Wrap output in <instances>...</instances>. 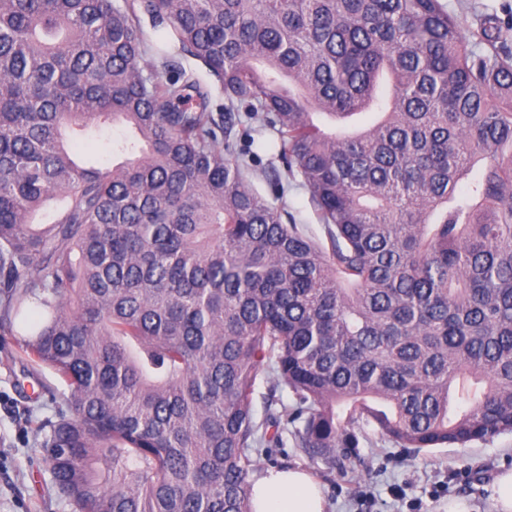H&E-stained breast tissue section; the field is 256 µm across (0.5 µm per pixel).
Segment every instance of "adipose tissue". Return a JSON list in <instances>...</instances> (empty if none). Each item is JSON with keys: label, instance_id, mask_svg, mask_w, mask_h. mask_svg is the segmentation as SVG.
<instances>
[{"label": "adipose tissue", "instance_id": "adipose-tissue-1", "mask_svg": "<svg viewBox=\"0 0 512 512\" xmlns=\"http://www.w3.org/2000/svg\"><path fill=\"white\" fill-rule=\"evenodd\" d=\"M255 512H325L326 501L306 471L271 470L253 480Z\"/></svg>", "mask_w": 512, "mask_h": 512}]
</instances>
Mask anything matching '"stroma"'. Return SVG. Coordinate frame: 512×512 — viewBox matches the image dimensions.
Returning <instances> with one entry per match:
<instances>
[{"label":"stroma","instance_id":"1","mask_svg":"<svg viewBox=\"0 0 512 512\" xmlns=\"http://www.w3.org/2000/svg\"><path fill=\"white\" fill-rule=\"evenodd\" d=\"M255 173L254 188L265 197L273 191L263 178L277 166L273 132L253 127L242 139ZM59 387L50 369L28 373L12 342L0 340V512H75L52 487L31 444L38 422L52 409L45 397H33L41 385ZM358 446L350 460L328 467L305 466L296 448L284 464L307 467L328 503V512H439L449 498L467 500L472 512H489L497 474L512 469V435L464 446L448 445L413 452L380 436L374 424L357 423Z\"/></svg>","mask_w":512,"mask_h":512}]
</instances>
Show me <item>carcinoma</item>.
I'll list each match as a JSON object with an SVG mask.
<instances>
[{
	"instance_id": "cac0c4a2",
	"label": "carcinoma",
	"mask_w": 512,
	"mask_h": 512,
	"mask_svg": "<svg viewBox=\"0 0 512 512\" xmlns=\"http://www.w3.org/2000/svg\"><path fill=\"white\" fill-rule=\"evenodd\" d=\"M507 16L467 37L443 0H0V335L67 387L35 439L75 512H254L286 434L334 466L361 419L404 448L512 434ZM241 107L327 244L252 187ZM111 125L126 158L80 165ZM264 372L293 400L258 421ZM184 68L188 71H193L202 81L208 84L212 95V103L214 112H224V91L207 75L205 69L195 60L188 59L183 61Z\"/></svg>"
}]
</instances>
